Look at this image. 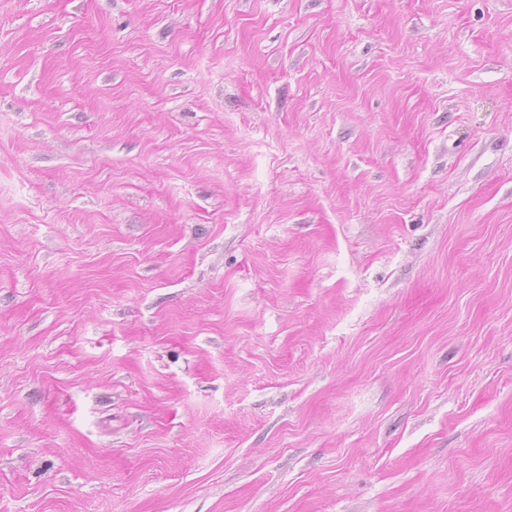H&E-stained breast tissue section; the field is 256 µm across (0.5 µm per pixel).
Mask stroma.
Returning <instances> with one entry per match:
<instances>
[{
    "mask_svg": "<svg viewBox=\"0 0 512 512\" xmlns=\"http://www.w3.org/2000/svg\"><path fill=\"white\" fill-rule=\"evenodd\" d=\"M0 512H512V0H0Z\"/></svg>",
    "mask_w": 512,
    "mask_h": 512,
    "instance_id": "stroma-1",
    "label": "stroma"
}]
</instances>
